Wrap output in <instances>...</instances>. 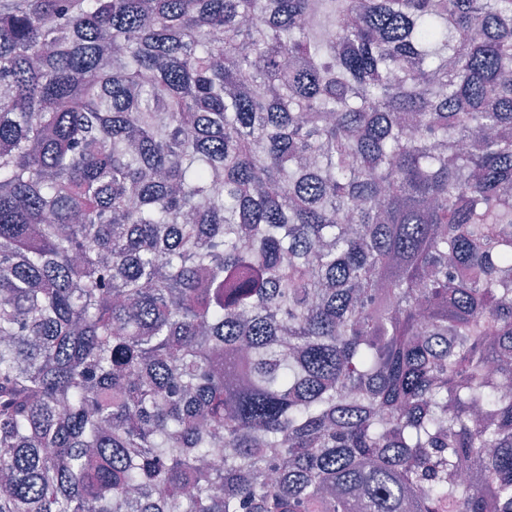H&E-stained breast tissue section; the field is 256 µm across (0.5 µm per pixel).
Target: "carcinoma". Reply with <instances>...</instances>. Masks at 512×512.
Here are the masks:
<instances>
[{
  "label": "carcinoma",
  "mask_w": 512,
  "mask_h": 512,
  "mask_svg": "<svg viewBox=\"0 0 512 512\" xmlns=\"http://www.w3.org/2000/svg\"><path fill=\"white\" fill-rule=\"evenodd\" d=\"M510 382L512 0H0V512H512Z\"/></svg>",
  "instance_id": "carcinoma-1"
}]
</instances>
